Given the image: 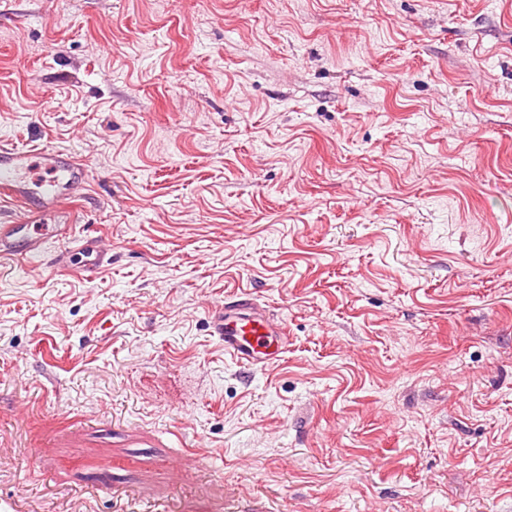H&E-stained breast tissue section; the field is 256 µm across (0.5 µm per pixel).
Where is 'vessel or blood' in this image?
<instances>
[{
  "label": "vessel or blood",
  "instance_id": "vessel-or-blood-1",
  "mask_svg": "<svg viewBox=\"0 0 512 512\" xmlns=\"http://www.w3.org/2000/svg\"><path fill=\"white\" fill-rule=\"evenodd\" d=\"M41 169L49 179L31 185L30 175ZM87 182L86 165L65 152L0 143V202L14 206L0 211V259L46 257L59 269L92 275L110 267L112 248L102 237L73 232L69 203L83 197ZM213 329L226 355L255 370L279 360L288 342L285 323L250 298L225 303Z\"/></svg>",
  "mask_w": 512,
  "mask_h": 512
}]
</instances>
